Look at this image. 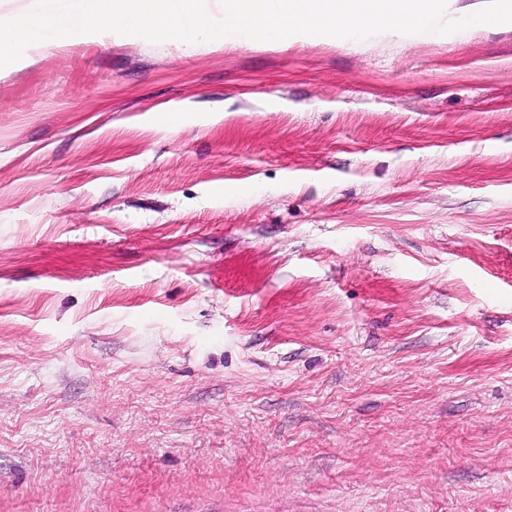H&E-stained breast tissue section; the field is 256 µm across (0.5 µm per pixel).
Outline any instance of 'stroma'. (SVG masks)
<instances>
[{
	"label": "stroma",
	"instance_id": "stroma-1",
	"mask_svg": "<svg viewBox=\"0 0 512 512\" xmlns=\"http://www.w3.org/2000/svg\"><path fill=\"white\" fill-rule=\"evenodd\" d=\"M0 512H512V23L0 68Z\"/></svg>",
	"mask_w": 512,
	"mask_h": 512
}]
</instances>
